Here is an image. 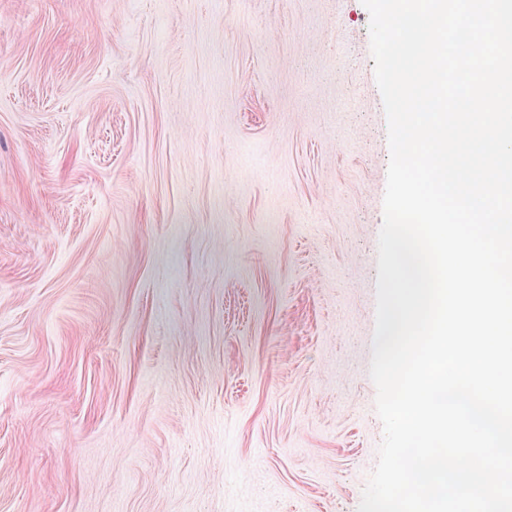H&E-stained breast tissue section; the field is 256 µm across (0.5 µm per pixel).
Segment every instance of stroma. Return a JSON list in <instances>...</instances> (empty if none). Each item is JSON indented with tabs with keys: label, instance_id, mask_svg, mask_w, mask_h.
Masks as SVG:
<instances>
[{
	"label": "stroma",
	"instance_id": "stroma-1",
	"mask_svg": "<svg viewBox=\"0 0 512 512\" xmlns=\"http://www.w3.org/2000/svg\"><path fill=\"white\" fill-rule=\"evenodd\" d=\"M361 0H0V512H357L390 158Z\"/></svg>",
	"mask_w": 512,
	"mask_h": 512
}]
</instances>
